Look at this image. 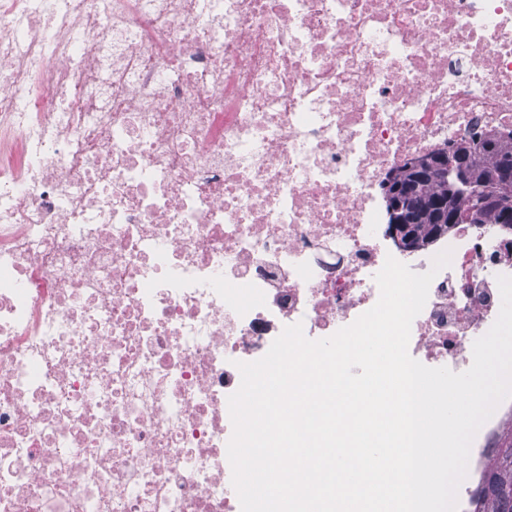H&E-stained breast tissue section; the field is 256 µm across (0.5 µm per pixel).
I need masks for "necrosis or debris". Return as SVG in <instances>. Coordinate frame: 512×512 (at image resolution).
Masks as SVG:
<instances>
[{
  "mask_svg": "<svg viewBox=\"0 0 512 512\" xmlns=\"http://www.w3.org/2000/svg\"><path fill=\"white\" fill-rule=\"evenodd\" d=\"M494 132L512 0H0V512H241L237 362L353 323L390 256L451 249L408 351L467 370L512 234L401 250L380 183Z\"/></svg>",
  "mask_w": 512,
  "mask_h": 512,
  "instance_id": "4bbe7bcc",
  "label": "necrosis or debris"
}]
</instances>
